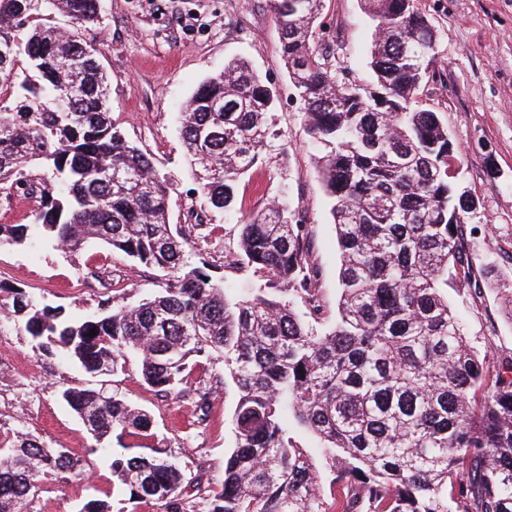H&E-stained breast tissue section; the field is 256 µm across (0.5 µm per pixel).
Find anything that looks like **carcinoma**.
<instances>
[{
    "label": "carcinoma",
    "mask_w": 512,
    "mask_h": 512,
    "mask_svg": "<svg viewBox=\"0 0 512 512\" xmlns=\"http://www.w3.org/2000/svg\"><path fill=\"white\" fill-rule=\"evenodd\" d=\"M44 2L69 27L37 25L20 45L12 28L35 0H0V93L16 99L0 112V192L37 200L34 223L0 224V244L33 234L70 253L104 244L164 288L78 320L17 289L12 308L35 345L67 350L88 374L133 355L144 384L192 400L199 423L217 386L192 373L222 358L237 390L234 442L207 512H329L287 411L348 486L338 512H448L450 498L462 512H512V359L490 373L448 303L450 287L476 298L491 288L512 319V275L473 249L474 200L450 174L457 148L439 113L419 107L438 55L418 0H363L375 22L369 87L331 68L316 37L322 0H270L289 86L322 147L316 172L340 251L334 315L308 225L285 202L239 224L233 262L262 281L249 295L189 256L203 224L168 223L171 179L112 122L109 77L84 39L98 0ZM279 97L233 59L186 102L179 135L211 207L236 208L240 179L275 136ZM62 398L96 440L155 437L150 415L114 391ZM111 466L129 499L188 512L167 452L114 454ZM84 473L34 435L0 438V512H26L48 478Z\"/></svg>",
    "instance_id": "obj_1"
}]
</instances>
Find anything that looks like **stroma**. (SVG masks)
Listing matches in <instances>:
<instances>
[{
	"instance_id": "1",
	"label": "stroma",
	"mask_w": 512,
	"mask_h": 512,
	"mask_svg": "<svg viewBox=\"0 0 512 512\" xmlns=\"http://www.w3.org/2000/svg\"><path fill=\"white\" fill-rule=\"evenodd\" d=\"M419 7L435 27L438 51V70L421 88L419 105L442 113L459 150L455 176L478 203L470 220L472 241L475 251L486 256L495 231L512 229V0H419ZM320 21L337 71L370 83L373 23L361 0H323ZM86 37L95 42L111 80L113 123L175 182L170 223H186L193 211L204 218L206 231L191 242L195 256L213 264L216 276L235 293H251L260 285L257 276L228 260L237 249L235 226L274 198H287L309 226L313 255L322 268L323 299L335 307L339 248L314 169L317 148L286 80L268 0H100L99 19ZM234 58L275 81L281 103L273 118L276 138L242 179L235 211L225 213L210 209L199 192L184 161L179 127L189 96ZM89 264L97 267L98 277L86 275ZM16 288L83 318L98 314L102 300L134 302L155 292L152 270L133 267L99 244L77 257L42 238L0 246V437L33 434L85 465L82 480L46 481L31 512H79L90 499L107 502L111 512H163L161 504L131 502L119 493L103 454L119 442L95 441L60 397L66 388L94 385V378L66 352L38 349L13 321L9 308ZM448 300L488 366L512 358V321L495 291L474 298L452 288ZM112 383L152 417L155 446L179 462L184 491L192 495L197 512H204L205 502L192 482L199 473L213 486L224 479V456L233 440L234 388H219L206 420L197 424L190 404L160 397L142 383L136 361H128Z\"/></svg>"
}]
</instances>
